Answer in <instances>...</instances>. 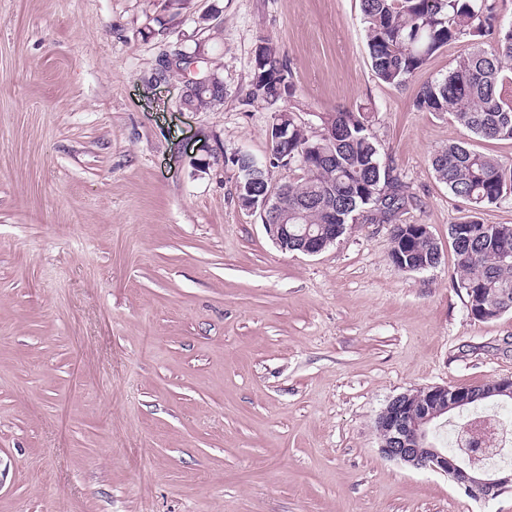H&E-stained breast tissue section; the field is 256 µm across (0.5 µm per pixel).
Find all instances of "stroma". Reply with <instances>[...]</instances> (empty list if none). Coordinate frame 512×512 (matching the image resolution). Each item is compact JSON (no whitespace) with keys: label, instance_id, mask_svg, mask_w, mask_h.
Instances as JSON below:
<instances>
[{"label":"stroma","instance_id":"1","mask_svg":"<svg viewBox=\"0 0 512 512\" xmlns=\"http://www.w3.org/2000/svg\"><path fill=\"white\" fill-rule=\"evenodd\" d=\"M165 2L0 0V512H512V492L385 457L375 428L407 390L512 378V311L474 319L454 288L467 207L431 165L512 140L414 106L470 43L392 87L360 0H192L163 27ZM266 37L302 121L373 108L436 268H395L387 224L285 252L240 206L230 159L267 150L269 110L241 103ZM198 41L224 103L183 112L180 78L150 74Z\"/></svg>","mask_w":512,"mask_h":512}]
</instances>
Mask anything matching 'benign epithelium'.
<instances>
[{
    "label": "benign epithelium",
    "mask_w": 512,
    "mask_h": 512,
    "mask_svg": "<svg viewBox=\"0 0 512 512\" xmlns=\"http://www.w3.org/2000/svg\"><path fill=\"white\" fill-rule=\"evenodd\" d=\"M205 52L203 44L196 51L179 49L173 53L163 52L155 68L158 83H163L167 70L176 67L182 60L190 61V67H196L195 60ZM249 210L269 213L273 223L264 224L269 238L283 251L288 250V241L298 242L297 250L306 255H315L323 251V239L332 242L345 232L343 224H324L313 235L305 231L301 235L288 230V201L274 189L264 194L260 202L247 206ZM423 398L447 405L449 410L462 411L466 405L485 394H474L467 387L430 386L423 389ZM409 394L403 393L389 401L378 415L376 427L382 433L380 451L390 458L417 468H428L443 473L454 481L464 492L474 499L495 498L502 493L512 491V469L501 466L484 468L473 462H467L457 454L439 448L432 441L431 424L437 415L430 414L417 418L406 410Z\"/></svg>",
    "instance_id": "obj_1"
}]
</instances>
